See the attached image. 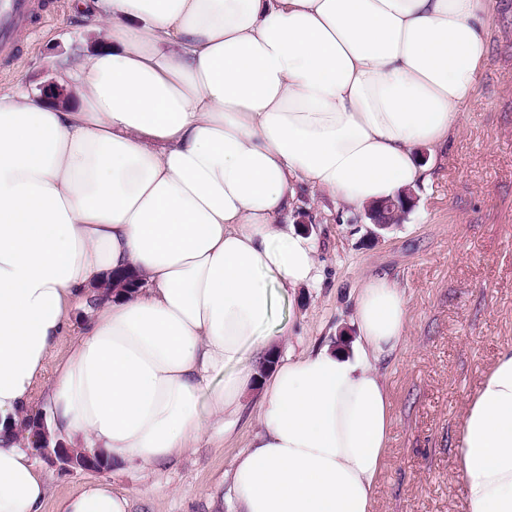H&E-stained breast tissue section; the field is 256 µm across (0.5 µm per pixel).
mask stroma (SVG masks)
<instances>
[{
	"label": "stroma",
	"instance_id": "1",
	"mask_svg": "<svg viewBox=\"0 0 512 512\" xmlns=\"http://www.w3.org/2000/svg\"><path fill=\"white\" fill-rule=\"evenodd\" d=\"M34 33L0 61V88L28 94L56 80L55 65L93 51L101 34L70 0H39ZM489 50L462 129L418 186L403 221L369 233L363 213L343 218L324 194L304 189L288 222L312 214L320 287L290 292L281 316L286 346L326 342L351 349V297L371 273L405 289L408 343L385 371L393 404L390 452L376 488L377 512H466L456 475L459 419L501 350L512 346V0H492ZM255 422L243 416L231 438L216 435L150 474L107 467L65 469L35 456L49 494L42 512L89 483L104 480L130 498V512H229L224 481Z\"/></svg>",
	"mask_w": 512,
	"mask_h": 512
}]
</instances>
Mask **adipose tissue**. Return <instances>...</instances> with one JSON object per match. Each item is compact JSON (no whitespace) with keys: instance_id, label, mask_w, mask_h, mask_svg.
<instances>
[{"instance_id":"adipose-tissue-1","label":"adipose tissue","mask_w":512,"mask_h":512,"mask_svg":"<svg viewBox=\"0 0 512 512\" xmlns=\"http://www.w3.org/2000/svg\"><path fill=\"white\" fill-rule=\"evenodd\" d=\"M105 41L60 64L76 99L0 90V512L48 487L16 426L47 363L51 438L149 471L213 426L259 425L228 473L233 512H374L407 340L404 288L364 277L352 355L250 363L277 300L319 285L281 227L299 186L359 211L430 182L414 151L460 130L487 57L489 0H75ZM115 289L64 350L72 306ZM468 512H512V347L459 421ZM108 482L59 512H129Z\"/></svg>"}]
</instances>
